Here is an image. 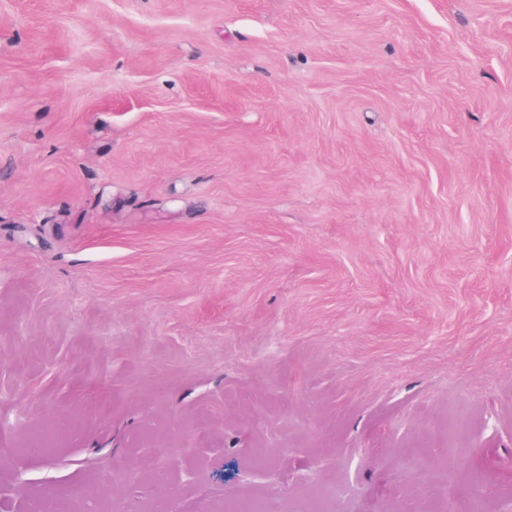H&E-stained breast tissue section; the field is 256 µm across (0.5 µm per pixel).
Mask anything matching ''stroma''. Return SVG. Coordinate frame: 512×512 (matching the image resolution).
I'll list each match as a JSON object with an SVG mask.
<instances>
[{
	"mask_svg": "<svg viewBox=\"0 0 512 512\" xmlns=\"http://www.w3.org/2000/svg\"><path fill=\"white\" fill-rule=\"evenodd\" d=\"M512 512V0H0V512ZM212 510L214 512H265L263 502L256 497L247 499L220 500L216 502Z\"/></svg>",
	"mask_w": 512,
	"mask_h": 512,
	"instance_id": "1",
	"label": "stroma"
}]
</instances>
